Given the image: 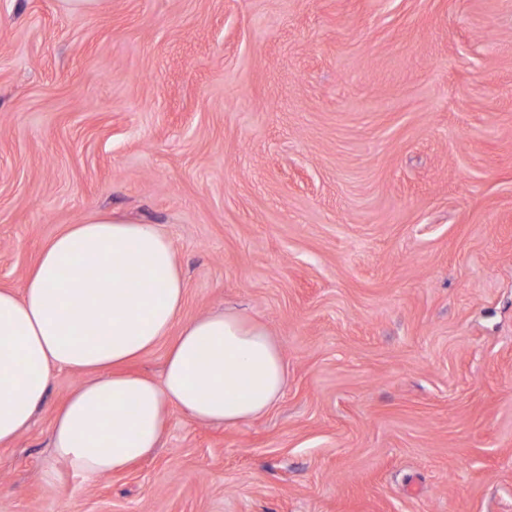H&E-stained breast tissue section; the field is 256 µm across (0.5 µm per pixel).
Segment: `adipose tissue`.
Returning a JSON list of instances; mask_svg holds the SVG:
<instances>
[{"mask_svg": "<svg viewBox=\"0 0 512 512\" xmlns=\"http://www.w3.org/2000/svg\"><path fill=\"white\" fill-rule=\"evenodd\" d=\"M184 296L153 225L97 214L52 237L22 290L0 289V445L29 427L56 370L87 375L51 431L54 454L87 479L150 456L171 408L227 425L267 412L286 384L269 332L231 310L181 322ZM166 339L160 380L129 372Z\"/></svg>", "mask_w": 512, "mask_h": 512, "instance_id": "obj_1", "label": "adipose tissue"}]
</instances>
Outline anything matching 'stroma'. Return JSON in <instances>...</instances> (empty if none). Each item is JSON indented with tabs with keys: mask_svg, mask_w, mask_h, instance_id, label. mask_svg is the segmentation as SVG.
<instances>
[{
	"mask_svg": "<svg viewBox=\"0 0 512 512\" xmlns=\"http://www.w3.org/2000/svg\"><path fill=\"white\" fill-rule=\"evenodd\" d=\"M104 211L284 395L88 481L55 371L0 512H512V0H0V287Z\"/></svg>",
	"mask_w": 512,
	"mask_h": 512,
	"instance_id": "obj_1",
	"label": "stroma"
}]
</instances>
